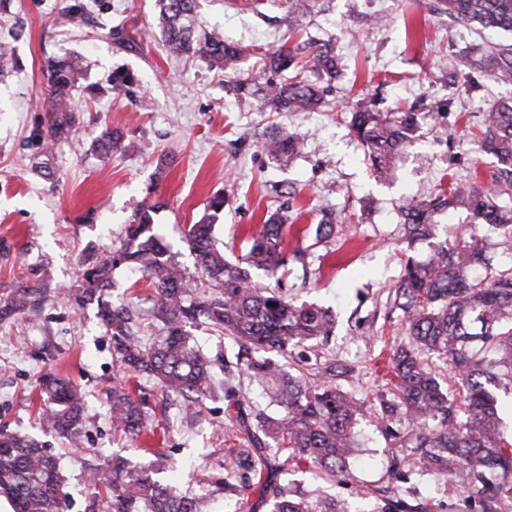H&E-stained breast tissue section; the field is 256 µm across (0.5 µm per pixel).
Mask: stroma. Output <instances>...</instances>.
Segmentation results:
<instances>
[{
	"label": "stroma",
	"mask_w": 512,
	"mask_h": 512,
	"mask_svg": "<svg viewBox=\"0 0 512 512\" xmlns=\"http://www.w3.org/2000/svg\"><path fill=\"white\" fill-rule=\"evenodd\" d=\"M69 2L0 0V38L11 37L19 59L17 70L0 77V299L36 282L43 288L34 307L0 321V430L33 436L61 457L67 492L61 512H89L95 488L85 467L94 464L107 475L116 454L135 466L154 459L165 470L191 466V492L210 496L215 512H248L232 467L242 441L225 423L223 396L204 400L200 418L185 419L176 404H165L158 381L139 373L134 396L151 428L139 437L114 429L105 392L123 371L112 337L96 304L69 301L62 289L80 286L88 257L118 249L126 225L146 206L176 261L194 271L181 235L208 215L210 198L220 192L225 204L215 239L225 258L241 264L251 234L271 213L283 215L282 262L272 274L251 269L253 284L328 309L336 319L328 340L272 354V361L294 375L333 361L346 368L335 380L342 392L361 400L384 393L382 365L406 339L395 306L403 253L423 260L430 251L425 242L408 248L398 206L435 194L448 175L489 184L493 163L470 134L492 105L512 101V85L486 75L453 79L445 65L478 48L511 44L512 34L454 22L435 10V0H317L293 34L288 0H199L197 28H221L250 48L235 69L221 70L199 58L168 57L149 38L158 25L156 0H99L82 23L56 25ZM111 27L135 32V48L109 37ZM287 41L335 44L338 77L326 107L277 112L232 91L240 78L266 82V53ZM73 52L86 61V83H105L118 72L135 81L109 95L77 98L74 132L43 159L33 132L45 126L46 64ZM372 101L383 111L431 115L387 182L374 178L341 114ZM105 128L123 135L124 150L93 151ZM276 128L307 136L292 161H276L262 149ZM42 160L51 177L36 171ZM326 210L339 222L319 243L315 227ZM106 298L135 307L141 336H157L154 294L140 271L113 270ZM47 376L69 380L84 395L77 444L41 429L39 383ZM356 431L358 462L350 477L292 471L285 482L314 500L356 501L365 512H381L386 491L419 512H477L471 494L421 472L411 449L392 448L374 412L359 416Z\"/></svg>",
	"instance_id": "35a3bbf8"
}]
</instances>
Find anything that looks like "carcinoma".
I'll use <instances>...</instances> for the list:
<instances>
[{"mask_svg": "<svg viewBox=\"0 0 512 512\" xmlns=\"http://www.w3.org/2000/svg\"><path fill=\"white\" fill-rule=\"evenodd\" d=\"M198 0H157L159 28L173 56H198L219 69L233 66L246 48L224 39L217 31L199 32L192 23ZM84 0H73L57 17L72 23L86 14ZM436 9L448 17L481 29L512 33V0H436ZM297 49L281 44L268 53L266 69L281 74L301 64ZM18 60L8 41H0V76L16 68ZM465 67L474 73H491L500 83L512 84V44H499L471 57ZM83 59L66 55L49 61L52 96L46 109L45 131H37L43 155L76 126L75 95L83 90L98 95L131 83L124 75L104 86L85 88ZM311 77L297 72L278 83L268 82L263 92L278 112H313L324 104V86L336 80V48L322 44L309 60ZM352 131L366 148L374 176L393 177L405 145L413 138L423 116L394 109L376 112L366 106L349 111ZM498 169L488 185H454L439 188L427 199H410L399 206L406 241H430L424 261L408 258L397 292L409 343L397 350L388 366L387 385L399 404L380 394L370 403L377 420L385 425L399 447L412 449L420 467L450 478L477 497L479 512H512V436L502 430L497 393L512 395V268L480 276L486 267L484 244L474 232L455 243L433 241L436 216L445 209L468 210L474 224L502 231V242L512 246V209L497 198L512 193V103L488 109L482 128L472 134ZM122 136L104 129L93 142L94 150L109 155L123 148ZM298 132H279L263 142L275 158L291 159L304 146ZM224 193L209 200L212 214L191 224L183 236L194 255L201 278L189 275L168 256L169 248L151 224L150 208L125 228L120 248L81 272L82 288L67 296L77 302L97 301L100 317L112 335L123 369L155 376L166 395L177 401L185 415L201 412L202 401L220 391L227 406L235 407L230 422L244 434V447L236 449V466L254 476L244 488L257 494L256 506L272 503V512H348L341 500H310L306 494L279 479L289 464L328 477L349 473L357 452L354 428L364 403L341 393L334 384L343 367L332 362L314 379L283 374L267 358L223 360L224 375L215 373L216 360L193 341L188 327L203 321L226 334L235 344L256 352L288 349L306 341L328 337L334 329L331 313L313 304H295L282 295L252 284L247 269L224 259L213 236L214 220L224 210ZM285 234L283 217L270 215L251 236L246 264L273 273L280 264ZM125 265L140 269L157 296L161 334L150 344L138 336V317L124 305L104 299L112 270ZM40 292L33 286L17 288L0 303V319L25 308ZM448 368V380L437 372ZM246 370L252 381L276 402L275 416L253 414L239 401L232 385L234 375ZM47 411L44 424L53 431L77 438L83 403L77 388L62 378L45 379ZM112 422L139 436L145 413L126 381L119 379L107 391ZM403 417L411 433L394 430ZM281 451L268 461L267 448ZM149 467H133L120 456L112 458L109 475L90 471L93 482L104 487L91 512H209V501L183 492L177 485L180 471L170 469L168 480L156 478ZM64 479L58 457L47 453L26 435L0 432V496L9 499L13 512H59Z\"/></svg>", "mask_w": 512, "mask_h": 512, "instance_id": "cac0c4a2", "label": "carcinoma"}]
</instances>
